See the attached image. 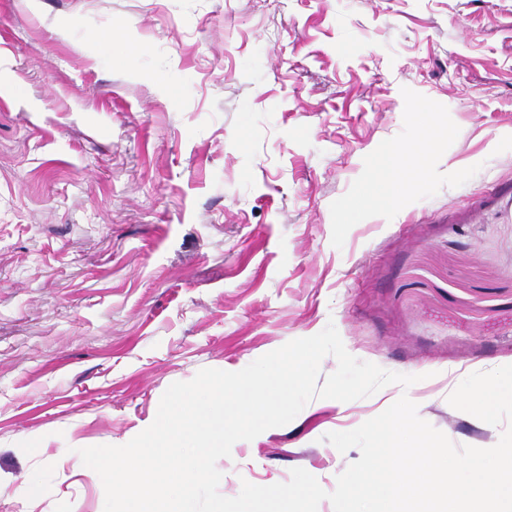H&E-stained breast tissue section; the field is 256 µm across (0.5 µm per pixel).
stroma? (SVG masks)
Listing matches in <instances>:
<instances>
[{
  "label": "stroma",
  "instance_id": "stroma-1",
  "mask_svg": "<svg viewBox=\"0 0 512 512\" xmlns=\"http://www.w3.org/2000/svg\"><path fill=\"white\" fill-rule=\"evenodd\" d=\"M330 323L417 383L236 442L222 496L297 467L333 491L360 453L325 435L404 394L498 442L447 398L512 364V0H0V512H103L79 449ZM422 132L429 145L426 152L409 159L412 146H393L383 162L382 185L384 196L390 206H395L399 202L406 185L424 175L432 151L445 136V131L433 124L424 125Z\"/></svg>",
  "mask_w": 512,
  "mask_h": 512
}]
</instances>
